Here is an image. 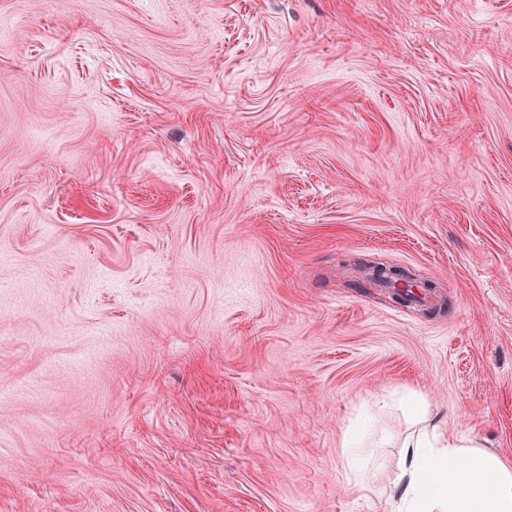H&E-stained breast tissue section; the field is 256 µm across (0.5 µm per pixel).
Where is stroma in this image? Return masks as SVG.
Here are the masks:
<instances>
[{"label": "stroma", "mask_w": 512, "mask_h": 512, "mask_svg": "<svg viewBox=\"0 0 512 512\" xmlns=\"http://www.w3.org/2000/svg\"><path fill=\"white\" fill-rule=\"evenodd\" d=\"M412 398L512 460V0H0V512H380Z\"/></svg>", "instance_id": "stroma-1"}]
</instances>
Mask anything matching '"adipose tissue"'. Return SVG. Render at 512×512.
Here are the masks:
<instances>
[{"mask_svg": "<svg viewBox=\"0 0 512 512\" xmlns=\"http://www.w3.org/2000/svg\"><path fill=\"white\" fill-rule=\"evenodd\" d=\"M402 448L384 512H512V464L470 435L427 424Z\"/></svg>", "mask_w": 512, "mask_h": 512, "instance_id": "ef3b65f1", "label": "adipose tissue"}]
</instances>
